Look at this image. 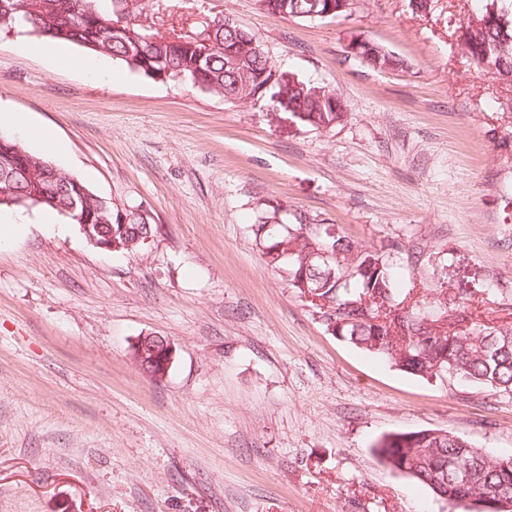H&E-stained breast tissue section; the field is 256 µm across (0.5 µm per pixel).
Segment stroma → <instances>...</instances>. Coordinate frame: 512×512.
Wrapping results in <instances>:
<instances>
[{
	"label": "stroma",
	"instance_id": "1",
	"mask_svg": "<svg viewBox=\"0 0 512 512\" xmlns=\"http://www.w3.org/2000/svg\"><path fill=\"white\" fill-rule=\"evenodd\" d=\"M148 33L192 35L219 16L277 70L334 90L347 115L302 125L151 79L118 60L0 34V114L97 194L144 204L159 227L133 254L14 208L0 247V512H477L392 470L382 434L441 430L512 458V393L427 379L331 335L268 267L261 210L326 224L433 288L443 265L482 280L472 310L512 324V86L459 45L477 0H349L324 19L257 0H140ZM374 42L398 61L373 67ZM83 58L81 68L69 57ZM166 337L160 381L132 351Z\"/></svg>",
	"mask_w": 512,
	"mask_h": 512
}]
</instances>
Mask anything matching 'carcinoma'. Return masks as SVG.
<instances>
[{"label":"carcinoma","instance_id":"cac0c4a2","mask_svg":"<svg viewBox=\"0 0 512 512\" xmlns=\"http://www.w3.org/2000/svg\"><path fill=\"white\" fill-rule=\"evenodd\" d=\"M0 0V34H35L76 44L92 54L110 56L146 77L163 70L179 73L201 90L259 104L283 89L280 73L260 41L248 31L219 20L209 35V47L170 36L147 38L132 18L116 27L124 0ZM269 13L312 18L330 6L347 7L348 0H258ZM473 15L480 27H461L460 43L473 60L490 71L512 73V0H482ZM243 58L231 66L227 48ZM288 111L316 129L341 121L345 112L333 90L297 81L288 87ZM0 191L8 196L0 208L38 207L76 223L74 215L94 224L112 225L116 251L131 253L157 230L155 217L143 205L112 203L81 179L69 177L46 157L27 151L0 134ZM253 233L267 266L283 274L288 286L304 297L310 290L321 299L309 301L332 334L357 348L379 355L406 373L422 378L445 375L470 380L500 392H512V325H489L473 317L476 289L448 288L445 274L432 298L414 294L416 286L396 287L384 254L360 249L354 240L329 231L309 230L307 224H285L278 209L262 211ZM338 251L342 259L319 258ZM375 455L392 469L429 487L449 501H474L492 507L512 500V458L493 459L467 439L435 430L382 436ZM457 468L468 479L453 475Z\"/></svg>","mask_w":512,"mask_h":512}]
</instances>
